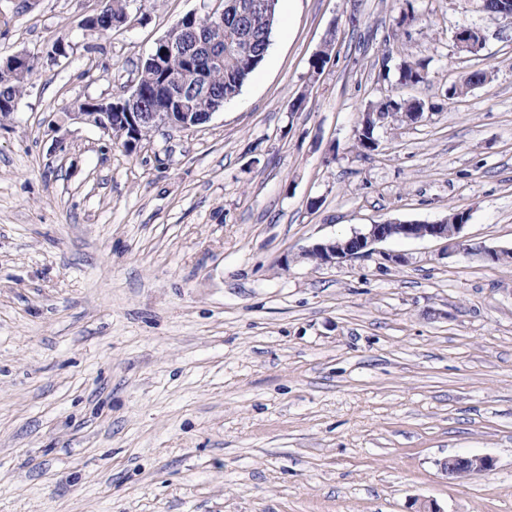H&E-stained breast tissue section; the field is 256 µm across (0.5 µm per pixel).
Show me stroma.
<instances>
[{"instance_id":"stroma-1","label":"stroma","mask_w":512,"mask_h":512,"mask_svg":"<svg viewBox=\"0 0 512 512\" xmlns=\"http://www.w3.org/2000/svg\"><path fill=\"white\" fill-rule=\"evenodd\" d=\"M411 2L401 26L402 0H278L240 94L130 154L76 103L129 96L217 0H130L94 36L96 0H0V59H40L0 123V512H512V262L405 239L299 257L461 210L469 244L512 248V21ZM388 94L430 109L363 153ZM456 455L495 466L445 479Z\"/></svg>"}]
</instances>
